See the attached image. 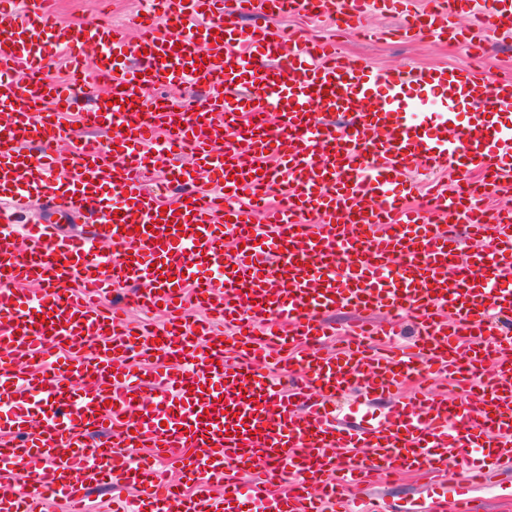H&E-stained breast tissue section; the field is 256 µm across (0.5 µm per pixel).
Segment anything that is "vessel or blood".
Here are the masks:
<instances>
[{
	"instance_id": "vessel-or-blood-1",
	"label": "vessel or blood",
	"mask_w": 512,
	"mask_h": 512,
	"mask_svg": "<svg viewBox=\"0 0 512 512\" xmlns=\"http://www.w3.org/2000/svg\"><path fill=\"white\" fill-rule=\"evenodd\" d=\"M11 2L0 0V481L13 491L0 512L51 499L88 512L89 491L116 475L137 491L123 512H356L341 486L407 463L439 476L452 457L467 472L454 495L436 487L403 512H482L477 478L512 460V334L500 322L512 312V208L484 206L512 194V74L385 72L268 23L318 7L354 28L381 0H165L134 38L105 22L58 26L53 0ZM386 5L408 13L410 32L474 48L512 27V0ZM463 14L466 29L453 24ZM90 41L102 50L92 69ZM53 47L72 60L68 85L41 76ZM188 82L208 99L148 107L149 89ZM166 154L180 193L164 208L147 181ZM420 166L493 178L435 185L430 207L408 210ZM200 168L220 194L194 189ZM36 194L85 230L14 224L11 209ZM189 283L206 318L181 312ZM120 288L168 319L131 329L99 305ZM336 310L365 319L327 355L318 343L336 329L322 316ZM403 311L415 332L396 350L387 317ZM217 320L233 335L216 336ZM289 351L302 375L285 386L267 366ZM439 374L463 383L461 403L419 388L372 421L330 405ZM129 448L152 456L129 460ZM258 461L263 473L241 486Z\"/></svg>"
}]
</instances>
